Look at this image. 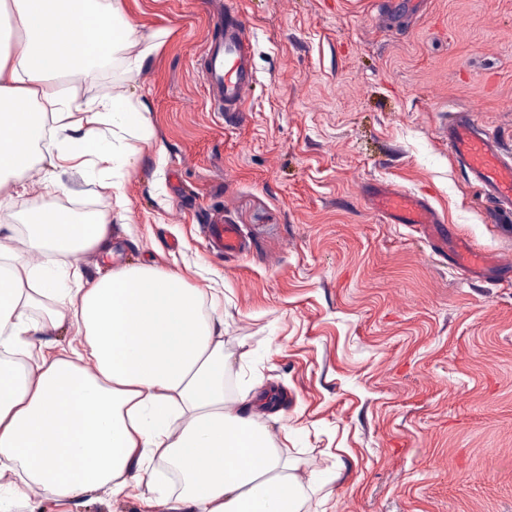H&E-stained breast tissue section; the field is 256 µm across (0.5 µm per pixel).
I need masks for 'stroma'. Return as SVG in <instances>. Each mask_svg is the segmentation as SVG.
Returning <instances> with one entry per match:
<instances>
[{
    "label": "stroma",
    "instance_id": "stroma-1",
    "mask_svg": "<svg viewBox=\"0 0 512 512\" xmlns=\"http://www.w3.org/2000/svg\"><path fill=\"white\" fill-rule=\"evenodd\" d=\"M127 0L163 44L139 74L119 62L58 88L79 102L125 85L162 152L122 180L120 263L216 292L233 366L224 393L273 392L271 430L305 470L335 467L329 512H512V276L474 279L413 224L387 223L366 187L424 198L451 235L512 257V222L450 155L441 130L467 112L512 152V0ZM247 25L255 75L237 114L210 99L214 19ZM54 207L114 211L79 174ZM239 225L241 255L206 225ZM44 512H164L142 489Z\"/></svg>",
    "mask_w": 512,
    "mask_h": 512
}]
</instances>
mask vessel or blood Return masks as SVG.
<instances>
[{"label": "vessel or blood", "mask_w": 512, "mask_h": 512, "mask_svg": "<svg viewBox=\"0 0 512 512\" xmlns=\"http://www.w3.org/2000/svg\"><path fill=\"white\" fill-rule=\"evenodd\" d=\"M205 57L203 78L210 97L224 109H236L244 88L253 78L244 22L227 23L223 39L208 44ZM445 137L455 159L469 169L485 194L494 201L498 215L512 214V161L505 160L499 153L496 135L459 119L449 125ZM373 196L378 212L391 223L417 224L430 235L443 223L430 204L404 190L379 185L374 187ZM207 237L210 246L221 254L235 256L243 249L234 225H208ZM490 263V257L464 242L453 252L454 266L466 273Z\"/></svg>", "instance_id": "1"}]
</instances>
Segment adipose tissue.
Listing matches in <instances>:
<instances>
[{"mask_svg":"<svg viewBox=\"0 0 512 512\" xmlns=\"http://www.w3.org/2000/svg\"><path fill=\"white\" fill-rule=\"evenodd\" d=\"M126 11V0H0V208L32 172L40 198L24 228L0 219V512L22 486L37 495L28 512L132 486L168 512H310L313 498L328 502L334 472H304L257 412L228 404L224 315H203L202 290L152 265L92 281L64 265L111 255L112 218H51L62 173L97 174L123 210L113 176L133 153L119 136L154 145L125 88L79 103L54 81L62 71L82 83L117 56L139 71L158 45ZM64 325L79 345L46 353L43 335ZM155 458L180 476L176 497L158 493Z\"/></svg>","mask_w":512,"mask_h":512,"instance_id":"ef3b65f1","label":"adipose tissue"}]
</instances>
